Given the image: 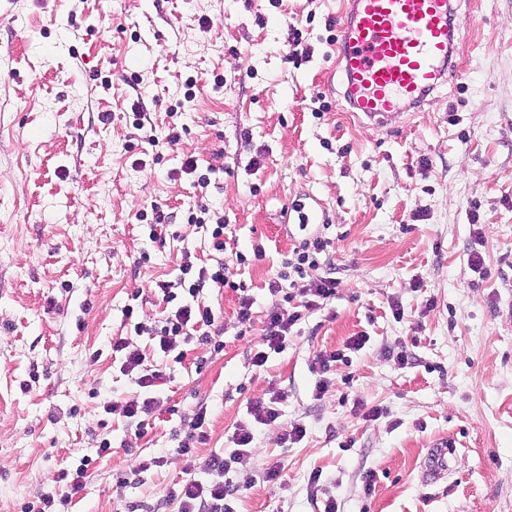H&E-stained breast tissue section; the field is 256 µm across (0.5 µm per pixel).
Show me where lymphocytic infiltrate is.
<instances>
[{
  "instance_id": "1",
  "label": "lymphocytic infiltrate",
  "mask_w": 512,
  "mask_h": 512,
  "mask_svg": "<svg viewBox=\"0 0 512 512\" xmlns=\"http://www.w3.org/2000/svg\"><path fill=\"white\" fill-rule=\"evenodd\" d=\"M331 246L329 238L315 236L304 240L290 257L282 260L268 283L274 302L252 357L253 366L264 367L270 354L283 352L292 326L320 309L325 300L335 297L336 279L318 273L320 258ZM224 270L220 261L199 269L186 262L180 265L174 279L156 281L154 290L161 294L165 307L154 325L135 322V333L152 336L156 348L166 355L173 353L182 340H194L222 350V329L204 299V289L229 287L239 292L237 319L246 328L253 324L252 298L245 294L244 284L230 283ZM111 348L113 357L120 359L123 372L134 375L137 386L145 392L144 398L129 400L124 406L126 417L137 431L145 432L160 405L158 393L166 383V376L160 370L148 368L145 353L131 338H113ZM282 397V392L274 391L268 398L250 401L248 413L252 421L236 429L235 452L227 457L216 454L205 459L203 467L210 475L209 480L190 477L170 490L169 496L178 501L180 512H233L230 500L237 487L229 481L228 475L232 472L249 474L254 428L272 425L279 419L277 405ZM91 463L92 458L85 456L77 466L64 469L59 475V486L41 493L38 504H25L22 512H68L73 496L84 487Z\"/></svg>"
}]
</instances>
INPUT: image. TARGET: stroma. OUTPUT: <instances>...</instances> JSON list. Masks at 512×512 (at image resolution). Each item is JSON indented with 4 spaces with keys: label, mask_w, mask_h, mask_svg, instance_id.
Returning <instances> with one entry per match:
<instances>
[{
    "label": "stroma",
    "mask_w": 512,
    "mask_h": 512,
    "mask_svg": "<svg viewBox=\"0 0 512 512\" xmlns=\"http://www.w3.org/2000/svg\"><path fill=\"white\" fill-rule=\"evenodd\" d=\"M451 7V70L377 129L345 98L329 27L340 0H0V512L85 455L70 512H178L167 493L186 477L177 446L198 408V460L228 455L248 401L272 388L281 417L255 431L236 512H323L328 494L339 512H512V0ZM310 193L332 215L320 272L337 294L261 370L250 358L266 285L304 237L285 212ZM200 204L229 224L231 254L188 223ZM154 210L166 226L152 241ZM186 259L223 260L254 300L253 325L237 321V292L209 288L223 351L192 341L177 362L135 336L167 378L165 410L139 437L123 413L139 390L110 342L134 336L132 296L145 300L139 321L158 319L150 285ZM363 332L318 389L315 355ZM361 403L384 413L366 419ZM297 423L303 440L282 443ZM444 438L457 445L448 474L424 486L423 456ZM276 460L280 480L265 481Z\"/></svg>",
    "instance_id": "1"
}]
</instances>
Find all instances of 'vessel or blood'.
Segmentation results:
<instances>
[{
  "label": "vessel or blood",
  "instance_id": "vessel-or-blood-1",
  "mask_svg": "<svg viewBox=\"0 0 512 512\" xmlns=\"http://www.w3.org/2000/svg\"><path fill=\"white\" fill-rule=\"evenodd\" d=\"M450 0H346L337 30L336 63L344 73L346 97L356 117L373 126L396 123V107L421 106L448 69ZM292 224H325L321 203L288 206ZM452 441L429 448L421 466L424 484L448 471Z\"/></svg>",
  "mask_w": 512,
  "mask_h": 512
}]
</instances>
